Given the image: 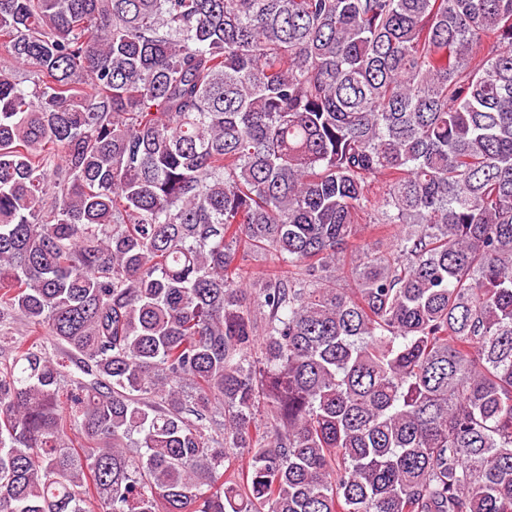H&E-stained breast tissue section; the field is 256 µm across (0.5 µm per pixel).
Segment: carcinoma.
<instances>
[{"label": "carcinoma", "instance_id": "cac0c4a2", "mask_svg": "<svg viewBox=\"0 0 512 512\" xmlns=\"http://www.w3.org/2000/svg\"><path fill=\"white\" fill-rule=\"evenodd\" d=\"M0 54V512H512V0H0Z\"/></svg>", "mask_w": 512, "mask_h": 512}]
</instances>
